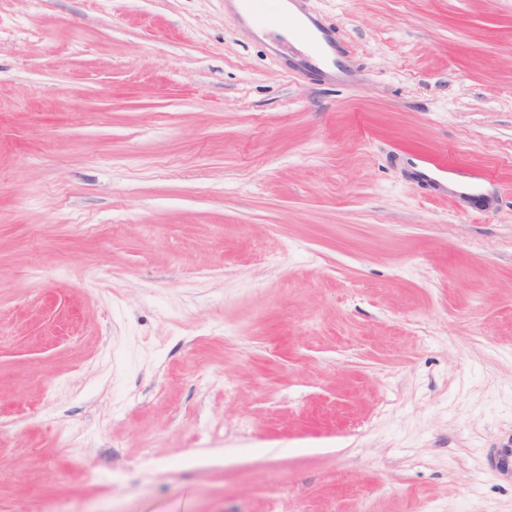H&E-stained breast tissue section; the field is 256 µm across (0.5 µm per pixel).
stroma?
<instances>
[{
    "label": "stroma",
    "instance_id": "35a3bbf8",
    "mask_svg": "<svg viewBox=\"0 0 512 512\" xmlns=\"http://www.w3.org/2000/svg\"><path fill=\"white\" fill-rule=\"evenodd\" d=\"M303 7L0 0V512H512V0ZM245 17L258 25L273 41L292 70H320L328 79L349 81L352 70L334 31L317 17L302 11L294 13L288 4L298 0H228ZM288 26L294 39H272L273 30ZM422 167L444 179L461 193L476 192L487 185H495L491 172L461 166L455 154L442 152L426 154L420 160Z\"/></svg>",
    "mask_w": 512,
    "mask_h": 512
}]
</instances>
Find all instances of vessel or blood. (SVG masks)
<instances>
[{
	"label": "vessel or blood",
	"mask_w": 512,
	"mask_h": 512,
	"mask_svg": "<svg viewBox=\"0 0 512 512\" xmlns=\"http://www.w3.org/2000/svg\"><path fill=\"white\" fill-rule=\"evenodd\" d=\"M292 0H234V7L258 25L265 35L286 26L294 33L293 40L277 41L279 53L291 69L320 70L327 78L347 81L352 70L347 56L336 40L334 31L317 17L303 12L294 13ZM424 169L449 182L461 192H476L493 184L491 172L461 166L450 152L424 155Z\"/></svg>",
	"instance_id": "obj_1"
}]
</instances>
